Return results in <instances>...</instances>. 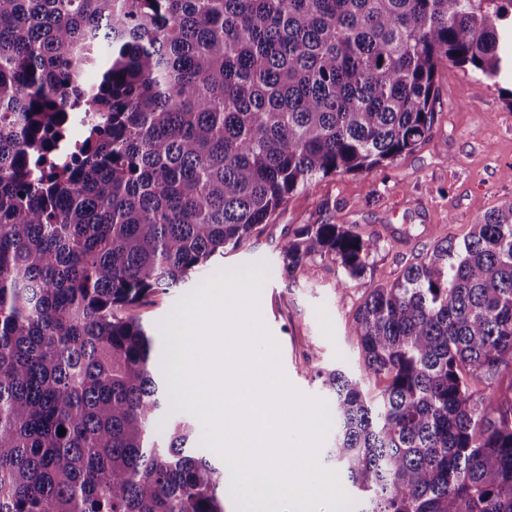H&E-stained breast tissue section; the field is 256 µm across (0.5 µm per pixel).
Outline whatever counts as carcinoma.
I'll return each instance as SVG.
<instances>
[{"instance_id":"carcinoma-1","label":"carcinoma","mask_w":512,"mask_h":512,"mask_svg":"<svg viewBox=\"0 0 512 512\" xmlns=\"http://www.w3.org/2000/svg\"><path fill=\"white\" fill-rule=\"evenodd\" d=\"M444 61L512 77V0H0V512H224L195 423L154 437L180 395L129 310L295 191L415 150ZM65 112L87 117L62 162ZM378 246L299 224L279 273L360 278ZM352 329L360 373L315 378L359 512H512V204Z\"/></svg>"}]
</instances>
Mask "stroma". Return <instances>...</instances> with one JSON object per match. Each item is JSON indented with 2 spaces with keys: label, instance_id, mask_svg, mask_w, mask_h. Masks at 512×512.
Listing matches in <instances>:
<instances>
[{
  "label": "stroma",
  "instance_id": "35a3bbf8",
  "mask_svg": "<svg viewBox=\"0 0 512 512\" xmlns=\"http://www.w3.org/2000/svg\"><path fill=\"white\" fill-rule=\"evenodd\" d=\"M512 83L486 79L472 68L442 63L435 77V122L429 137L395 163L368 172L335 174L296 191L263 233L218 259L195 279L140 305L138 315L161 345L177 348L175 322L195 291L218 274H265L259 310L276 341L288 382L321 397L316 369L357 371L352 315L368 288L392 279L438 238L464 237L473 224L512 204ZM353 224L380 238L364 277L343 278L331 262L307 263L296 279L268 276L295 225L323 220Z\"/></svg>",
  "mask_w": 512,
  "mask_h": 512
}]
</instances>
